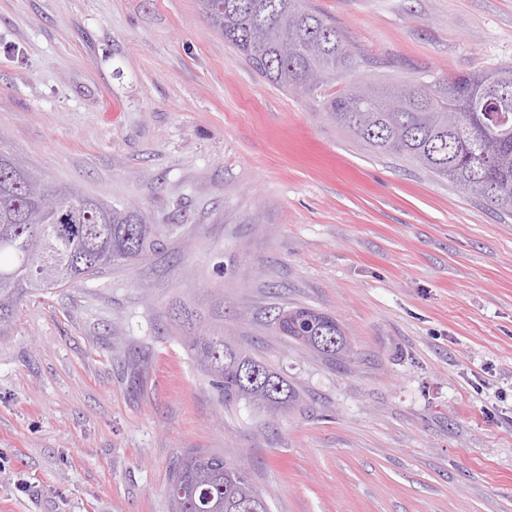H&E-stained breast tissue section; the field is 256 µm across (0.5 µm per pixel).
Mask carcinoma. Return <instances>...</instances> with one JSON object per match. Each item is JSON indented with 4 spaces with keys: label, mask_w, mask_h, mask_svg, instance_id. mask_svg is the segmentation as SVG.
I'll return each instance as SVG.
<instances>
[{
    "label": "carcinoma",
    "mask_w": 512,
    "mask_h": 512,
    "mask_svg": "<svg viewBox=\"0 0 512 512\" xmlns=\"http://www.w3.org/2000/svg\"><path fill=\"white\" fill-rule=\"evenodd\" d=\"M211 29L258 76L313 95L336 85L352 67L336 26L304 0H199ZM324 112L370 149L407 157L466 193L512 216V66L426 82L349 85L323 96ZM160 246L139 211L58 185L0 147V335L19 306L88 280L120 262H137ZM303 344L331 358L351 352L336 318L307 309ZM222 404L243 403L272 414L293 409L299 396L288 380L230 345L223 332L185 337ZM169 481L194 491L173 512H247L265 497L249 472L224 454L189 448L176 457Z\"/></svg>",
    "instance_id": "carcinoma-1"
}]
</instances>
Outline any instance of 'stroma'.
I'll return each mask as SVG.
<instances>
[{
    "label": "stroma",
    "instance_id": "35a3bbf8",
    "mask_svg": "<svg viewBox=\"0 0 512 512\" xmlns=\"http://www.w3.org/2000/svg\"><path fill=\"white\" fill-rule=\"evenodd\" d=\"M344 82L512 64V0H307ZM0 145L163 247L23 303L0 337V512H170L210 448L271 512H512V217L260 78L197 0H0ZM300 409L222 406L176 307ZM335 315L339 361L282 336Z\"/></svg>",
    "mask_w": 512,
    "mask_h": 512
}]
</instances>
